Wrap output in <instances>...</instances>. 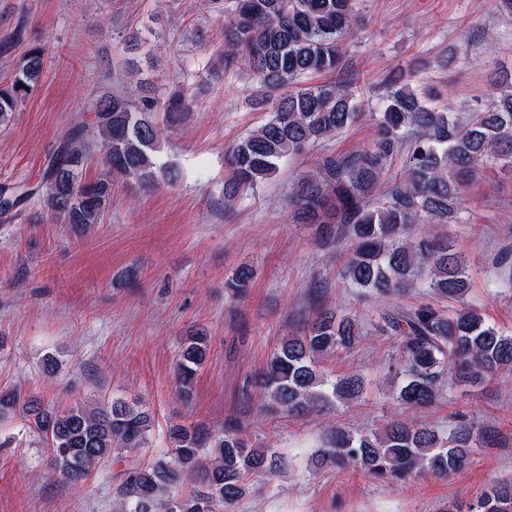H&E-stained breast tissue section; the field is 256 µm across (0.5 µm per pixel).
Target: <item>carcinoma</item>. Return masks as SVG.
I'll return each instance as SVG.
<instances>
[{"mask_svg":"<svg viewBox=\"0 0 512 512\" xmlns=\"http://www.w3.org/2000/svg\"><path fill=\"white\" fill-rule=\"evenodd\" d=\"M227 15L221 30L224 67L253 77L252 103L270 107L267 120L227 151L224 209L242 194L272 179L307 146L337 138L365 119L369 144L350 153L329 152L297 177L289 204L304 224H344L353 241L343 276L383 299L424 288L408 308L389 307L383 331L395 340L390 365L395 400L422 410L439 397L446 377L477 384L512 369V334L475 308L448 311L439 303L460 302L468 291V262L449 250L437 226L458 218L461 184L487 166L512 171V74L479 112L460 119L434 107L403 72L384 91L358 93L347 74L344 43L356 19L355 0H203ZM46 49L29 47L10 87L0 89V123L37 86ZM22 88H17L18 84ZM192 95L181 91L160 102L140 88L138 96L114 92L97 100L75 121L65 143L48 159L38 181L0 185V210L36 195L62 224L90 227L102 221L112 200V178L150 188L181 176L174 163L157 165L155 153L168 129L190 111ZM98 156L105 175L83 180L85 163ZM397 173L386 181L394 165ZM255 275L241 265L226 283L244 295ZM357 316L326 311L300 334L286 338L261 367L258 384L274 412L288 418L324 415L362 397L358 372L331 378L323 362L361 341ZM209 353L203 330L184 339L176 363L179 394L192 395ZM22 409L47 444L61 477L82 483L94 470L149 441L152 417L137 404L116 400L56 411L36 395L0 393V418ZM171 449L145 467L131 469L120 488V512H217L249 490L245 478L274 472V448L252 443L233 426L214 437L197 422L168 429ZM491 445L487 431L461 425L444 436L426 419L397 417L383 431L331 428L311 458L314 469L362 470L376 478L405 480L420 473L448 477L466 469ZM448 512H512V479L491 482L466 507Z\"/></svg>","mask_w":512,"mask_h":512,"instance_id":"1","label":"carcinoma"}]
</instances>
